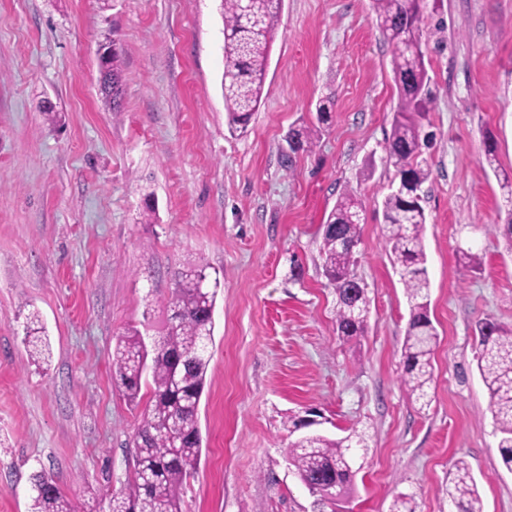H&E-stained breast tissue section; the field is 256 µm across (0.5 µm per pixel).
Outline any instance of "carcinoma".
Returning a JSON list of instances; mask_svg holds the SVG:
<instances>
[{
    "mask_svg": "<svg viewBox=\"0 0 512 512\" xmlns=\"http://www.w3.org/2000/svg\"><path fill=\"white\" fill-rule=\"evenodd\" d=\"M283 0H222L224 15V71L221 87L227 125L245 133L260 105L271 44ZM426 0H372L378 27L392 46L391 70L398 93L391 132L384 150L395 168L399 185L382 201L385 235L391 262L397 270L409 303V319L402 344V384L409 397L430 405L434 378L432 355L438 332L430 314V281L424 249L426 215L421 187L429 176L420 160L430 135L422 120L429 111L431 78L421 50ZM109 84L105 95L118 105L122 92L121 53L112 49L107 64ZM293 148L310 150L317 135L314 127L289 132ZM362 205L348 193L336 202L322 233L321 258L325 276L336 293V332L344 340L363 334L368 319V291L356 287L352 267L360 242ZM216 290L208 287L206 269L187 267L179 275L168 307L167 333L147 349L138 333L117 339L112 353L116 381L126 399L137 402L145 371H151L152 398L134 439L135 466L129 491L113 494L107 508L97 512H182L187 481L196 473L202 452L198 425L199 406L210 363L213 323L206 311L214 308ZM40 316L27 317L26 336L34 347L30 357L40 363L43 342ZM477 368L488 391L495 429L500 434L503 466L512 472V328L491 320L478 328ZM366 448L364 433L351 432L331 439L318 432L300 435L288 446V461L310 491L329 488L344 496L356 473L347 463ZM33 512H74L52 478L32 476ZM448 502L456 512H482V503L470 467L455 464L448 477Z\"/></svg>",
    "mask_w": 512,
    "mask_h": 512,
    "instance_id": "1",
    "label": "carcinoma"
}]
</instances>
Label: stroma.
Masks as SVG:
<instances>
[{
	"label": "stroma",
	"mask_w": 512,
	"mask_h": 512,
	"mask_svg": "<svg viewBox=\"0 0 512 512\" xmlns=\"http://www.w3.org/2000/svg\"><path fill=\"white\" fill-rule=\"evenodd\" d=\"M422 48L434 100L423 125L424 236L431 282L433 402L402 384L409 318L384 235L394 169L385 140L398 103L371 0H283L261 103L227 125L221 0H0V512H30L50 475L76 512L125 490L139 405L113 377L116 340L164 335L179 273L219 279L203 439L183 512H331L288 461L293 422L365 431L347 512H448L466 461L483 512H512L477 325L512 327V241L493 230L512 172V0H428ZM122 51V96L100 90L99 45ZM332 118L312 150L290 130ZM497 164L481 159L487 141ZM346 192L364 205L354 273L364 336L336 335L321 226ZM481 259L471 267L468 255ZM50 351L34 364L26 317Z\"/></svg>",
	"instance_id": "1"
}]
</instances>
